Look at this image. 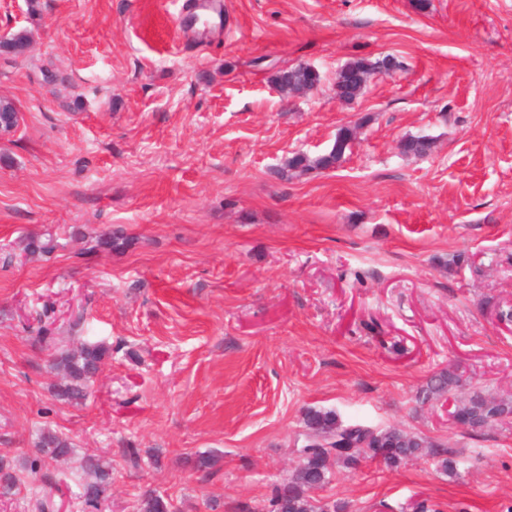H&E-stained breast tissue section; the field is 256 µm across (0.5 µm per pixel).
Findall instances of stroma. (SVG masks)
Here are the masks:
<instances>
[{"instance_id":"1","label":"stroma","mask_w":512,"mask_h":512,"mask_svg":"<svg viewBox=\"0 0 512 512\" xmlns=\"http://www.w3.org/2000/svg\"><path fill=\"white\" fill-rule=\"evenodd\" d=\"M0 0V457L80 512L77 458L102 455L99 512L144 491L175 512H269L300 463L307 410L459 450L337 467L345 512H512V417L480 434L417 392L454 368L459 400L512 397V0ZM394 57L352 103L336 73ZM296 63L320 84L272 78ZM336 167L281 179L285 161ZM429 135L423 157L406 137ZM118 235L124 245L98 248ZM51 240L47 253L30 238ZM108 348L81 406L55 398V350ZM76 456L31 467L43 430ZM135 449L139 469L126 461ZM216 455L211 474L187 457ZM355 138V133L350 128H341L336 133V138L331 151L328 154L317 157H309L305 154L297 153L288 158L285 167L282 169V177L288 178V173L302 175L315 169H327L337 165L344 157L345 151L349 148L347 145ZM338 143L343 147L337 148Z\"/></svg>"}]
</instances>
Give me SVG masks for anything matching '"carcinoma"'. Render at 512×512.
Instances as JSON below:
<instances>
[{
  "instance_id": "1",
  "label": "carcinoma",
  "mask_w": 512,
  "mask_h": 512,
  "mask_svg": "<svg viewBox=\"0 0 512 512\" xmlns=\"http://www.w3.org/2000/svg\"><path fill=\"white\" fill-rule=\"evenodd\" d=\"M380 73L377 63L364 58L353 59L344 65V71L336 79V97L351 103L364 91L367 82ZM311 92L316 89L319 78L314 72L298 71L288 78L287 71L275 75L276 85H288L290 81ZM355 138L353 130L345 127L336 133L335 143L343 147H332L327 154L309 157L297 153L288 158L282 175H302L315 169H327L337 165L348 149V143ZM432 138L428 135L409 136L401 143L405 155L424 156L430 150ZM107 355V348L98 343H83L77 349L61 348L51 361V367L63 373L65 382L56 392V397L70 404L82 402L95 382L99 368ZM458 382L454 370H443L433 375L420 390L418 401L425 402L433 397L452 396V387ZM456 423L471 433H481L503 417L512 415V399H487L474 394L469 399L455 404ZM304 427L316 437L335 438L336 452L315 448L301 458V463L288 481L274 489L273 503L279 505L275 512H329L328 505L319 504L311 493L322 488L330 479L331 468L343 463L350 468L358 467L367 460L380 459L388 466L398 465L422 454L441 458V465L448 467L457 456L454 448H439L421 435L397 428L373 429L359 425H344L332 410L310 409L305 413ZM72 453V442L56 432L46 431L36 443L35 466L46 460L58 461ZM188 463L197 472H207L215 465L214 455L197 453L188 458ZM83 469L89 480L83 484V497L87 507L95 509L100 497L106 492L110 479V464L100 458L87 456ZM139 512H173L168 497L154 491H145L139 503Z\"/></svg>"
}]
</instances>
